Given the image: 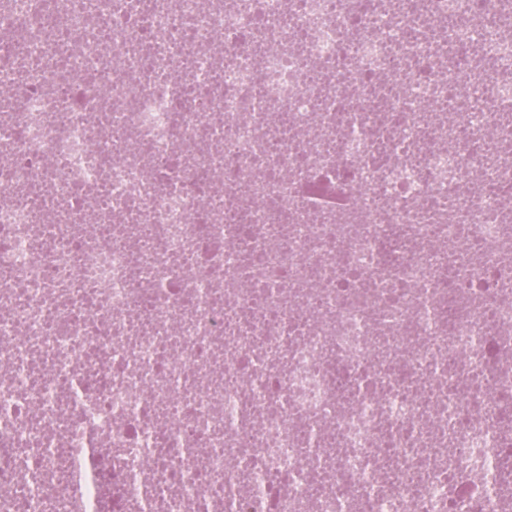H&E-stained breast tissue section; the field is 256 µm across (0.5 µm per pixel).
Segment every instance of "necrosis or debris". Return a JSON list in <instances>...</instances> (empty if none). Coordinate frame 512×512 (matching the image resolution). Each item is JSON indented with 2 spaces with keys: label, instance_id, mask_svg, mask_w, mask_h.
I'll use <instances>...</instances> for the list:
<instances>
[{
  "label": "necrosis or debris",
  "instance_id": "necrosis-or-debris-1",
  "mask_svg": "<svg viewBox=\"0 0 512 512\" xmlns=\"http://www.w3.org/2000/svg\"><path fill=\"white\" fill-rule=\"evenodd\" d=\"M512 0H0V512H512Z\"/></svg>",
  "mask_w": 512,
  "mask_h": 512
}]
</instances>
